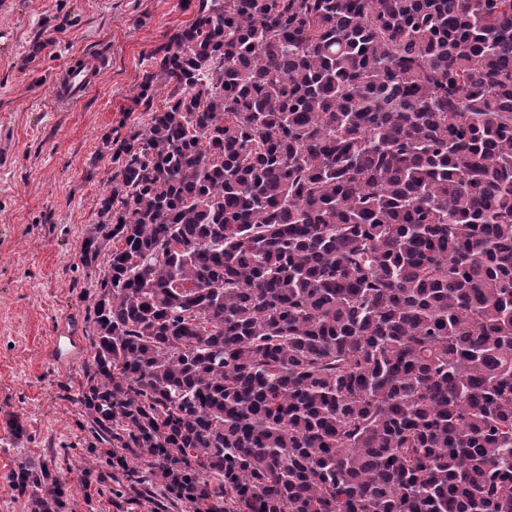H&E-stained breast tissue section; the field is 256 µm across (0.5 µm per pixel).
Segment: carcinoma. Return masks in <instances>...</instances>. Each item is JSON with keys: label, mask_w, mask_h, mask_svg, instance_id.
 Listing matches in <instances>:
<instances>
[{"label": "carcinoma", "mask_w": 512, "mask_h": 512, "mask_svg": "<svg viewBox=\"0 0 512 512\" xmlns=\"http://www.w3.org/2000/svg\"><path fill=\"white\" fill-rule=\"evenodd\" d=\"M80 260L78 403L151 512H512V0H198ZM28 512H68L48 463Z\"/></svg>", "instance_id": "carcinoma-1"}]
</instances>
